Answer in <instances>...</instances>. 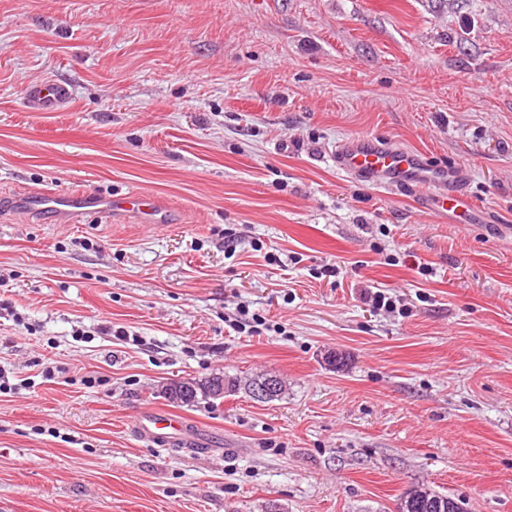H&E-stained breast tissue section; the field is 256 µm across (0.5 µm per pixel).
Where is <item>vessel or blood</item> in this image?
<instances>
[{
	"mask_svg": "<svg viewBox=\"0 0 512 512\" xmlns=\"http://www.w3.org/2000/svg\"><path fill=\"white\" fill-rule=\"evenodd\" d=\"M69 97L70 89L66 83L35 80L27 83L24 102L32 112H54L62 108ZM332 161L337 170L348 177L380 188L423 191L425 208L449 223L470 224L474 221L476 210L467 191L470 175L464 164H434L409 148L360 136L339 141L332 153ZM93 204L104 212L131 213L153 223L160 221L163 212L155 197L142 193L95 198L80 192H45L38 198L40 209L60 213L81 214ZM136 429L140 436L161 448L176 439L189 448L196 445L188 421L172 413L147 412L138 421Z\"/></svg>",
	"mask_w": 512,
	"mask_h": 512,
	"instance_id": "1",
	"label": "vessel or blood"
}]
</instances>
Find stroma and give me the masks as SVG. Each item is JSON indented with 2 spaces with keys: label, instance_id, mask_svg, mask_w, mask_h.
I'll return each mask as SVG.
<instances>
[{
  "label": "stroma",
  "instance_id": "stroma-1",
  "mask_svg": "<svg viewBox=\"0 0 512 512\" xmlns=\"http://www.w3.org/2000/svg\"><path fill=\"white\" fill-rule=\"evenodd\" d=\"M353 136L470 165L478 223L345 177ZM0 372V512H512V0H0ZM222 373L288 391L157 392ZM70 97L66 83L55 80H35L25 87V106L31 112H54L62 108ZM41 210H52L60 213L82 214L90 205L104 212H124L136 215L146 222L161 221L162 206L155 197L142 193H127L115 197H92L80 192L58 194L45 192L38 197ZM189 426L181 416L149 411L138 421L136 429L140 436L159 448H164L179 436L181 438L177 440L186 446L184 448H202L198 447Z\"/></svg>",
  "mask_w": 512,
  "mask_h": 512
}]
</instances>
